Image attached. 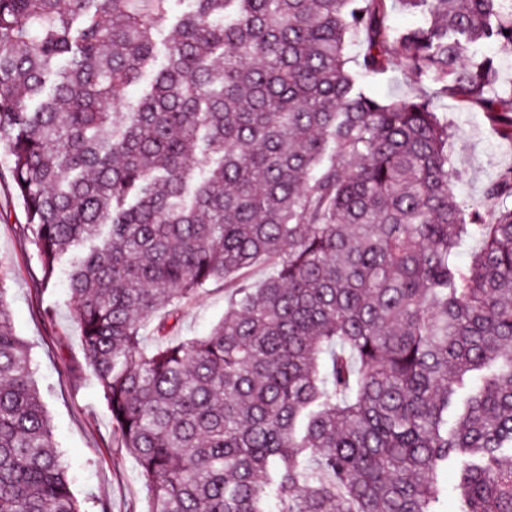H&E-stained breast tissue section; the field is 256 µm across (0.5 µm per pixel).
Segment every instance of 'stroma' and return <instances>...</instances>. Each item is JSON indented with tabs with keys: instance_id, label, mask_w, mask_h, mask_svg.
Returning a JSON list of instances; mask_svg holds the SVG:
<instances>
[{
	"instance_id": "35a3bbf8",
	"label": "stroma",
	"mask_w": 512,
	"mask_h": 512,
	"mask_svg": "<svg viewBox=\"0 0 512 512\" xmlns=\"http://www.w3.org/2000/svg\"><path fill=\"white\" fill-rule=\"evenodd\" d=\"M433 107L457 131L450 147L460 172L453 182L455 193L469 202L482 201L486 185L512 167V143L492 134L481 109L460 110L449 97L435 98ZM0 262L8 269L0 301L18 336L30 346L34 379L60 449L74 468L75 494L88 502L102 501L108 512H148L150 502L136 461L113 447L109 413L84 364L78 329L69 317L66 283L61 278L43 279L4 146L0 147ZM229 294L223 282L208 285L186 309L177 335H208L223 316Z\"/></svg>"
}]
</instances>
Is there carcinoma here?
<instances>
[{"instance_id": "obj_1", "label": "carcinoma", "mask_w": 512, "mask_h": 512, "mask_svg": "<svg viewBox=\"0 0 512 512\" xmlns=\"http://www.w3.org/2000/svg\"><path fill=\"white\" fill-rule=\"evenodd\" d=\"M191 2L158 66L171 0H0V143L149 512H512V168L488 219L432 100L366 83H431L512 140L478 56L512 0ZM231 277L210 334L172 336ZM73 482L0 303V512H90ZM368 86L372 93L379 96L387 95H412L419 91V85L413 80L405 79L397 73L376 75L368 80Z\"/></svg>"}]
</instances>
